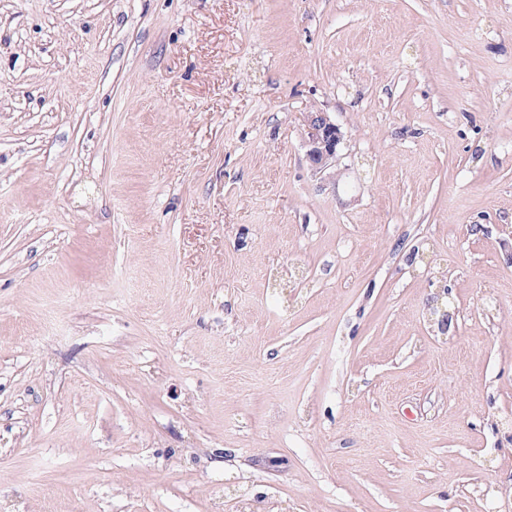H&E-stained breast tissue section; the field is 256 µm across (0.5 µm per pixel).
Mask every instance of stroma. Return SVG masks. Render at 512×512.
Instances as JSON below:
<instances>
[{"label":"stroma","mask_w":512,"mask_h":512,"mask_svg":"<svg viewBox=\"0 0 512 512\" xmlns=\"http://www.w3.org/2000/svg\"><path fill=\"white\" fill-rule=\"evenodd\" d=\"M510 482L512 0H0V512ZM303 144L306 157L315 171H323L336 162L342 143L339 126L327 112L305 113Z\"/></svg>","instance_id":"35a3bbf8"}]
</instances>
